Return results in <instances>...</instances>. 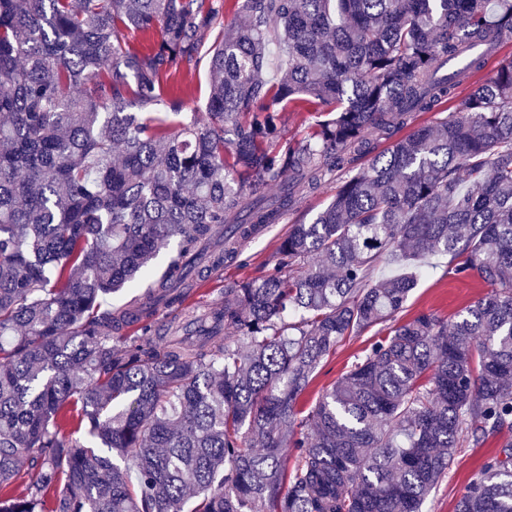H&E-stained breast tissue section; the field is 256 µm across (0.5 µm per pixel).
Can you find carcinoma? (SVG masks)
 I'll use <instances>...</instances> for the list:
<instances>
[{
  "label": "carcinoma",
  "mask_w": 512,
  "mask_h": 512,
  "mask_svg": "<svg viewBox=\"0 0 512 512\" xmlns=\"http://www.w3.org/2000/svg\"><path fill=\"white\" fill-rule=\"evenodd\" d=\"M226 2L0 0V512H423L486 444L455 512H512V0ZM282 112L326 119L279 146ZM338 179L264 281L160 319ZM435 255L490 291L396 323ZM209 71L205 60L195 70L181 71L170 81L174 90H180L189 110L203 111L208 94ZM379 328H372L356 336L344 338L337 346L335 352L324 361L321 369L312 385L305 392L302 401L309 407L314 404L323 391L330 388L351 365L356 361L366 348H368L379 336H384Z\"/></svg>",
  "instance_id": "carcinoma-1"
}]
</instances>
